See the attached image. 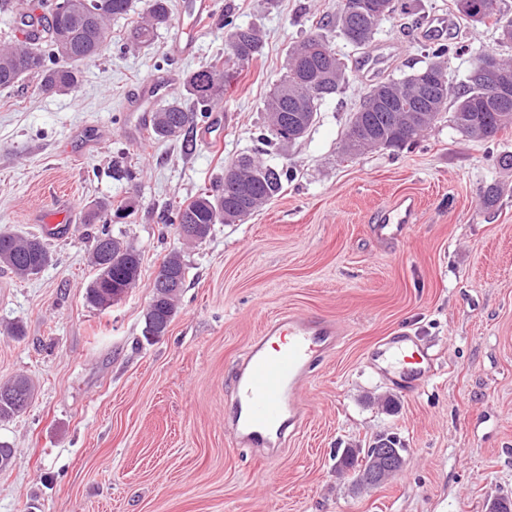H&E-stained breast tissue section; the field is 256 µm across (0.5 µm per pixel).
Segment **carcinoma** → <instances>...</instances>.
Listing matches in <instances>:
<instances>
[{
    "label": "carcinoma",
    "mask_w": 512,
    "mask_h": 512,
    "mask_svg": "<svg viewBox=\"0 0 512 512\" xmlns=\"http://www.w3.org/2000/svg\"><path fill=\"white\" fill-rule=\"evenodd\" d=\"M343 0H336V14L325 16L314 30L289 54L285 72L274 85L264 102V112H279L288 115V121L275 128L265 122L260 139H273L280 143L290 126L307 119L306 127L315 121L319 107L327 98L335 95L348 81V64L345 56L337 55L334 79L323 85L312 81L325 68V58L310 52L316 41H328L325 31L332 28L355 49L369 45L383 22L396 15L412 19L416 25L423 17L412 10L406 0H384L387 14L375 13L372 4L379 0H354L361 5L359 11L349 17L342 14ZM12 13L13 22L23 25L31 17L30 0H0V10ZM134 11V0H71L70 13L64 17L51 14L41 20L44 30L53 33L27 41L0 46V88H10L32 77L43 91L68 93L79 83L81 66L92 62L111 41L109 22L113 18L126 17ZM171 22L170 0H144L143 17L130 30L129 40L136 46H148L154 42L156 30ZM482 24L491 25L498 34L500 46H512V15L499 9L493 15L481 19ZM227 28L224 54L212 62L191 72L185 79L186 94L203 112L224 98V92L232 81L256 56L263 47L259 31L252 26L234 23L225 16ZM461 52L455 41L437 42L425 49L422 66L400 78H391L372 85L360 99L357 109L372 106L361 113L364 125L382 141L381 148L398 152L415 147L424 133L448 112L450 122L456 131L468 140L487 141L512 126V107L495 111L486 107V100L492 98V91L479 84L467 74L464 83L448 87V91L437 98L426 111L424 127L415 130L404 127L396 121V115L378 104L383 92L391 87L404 105H413L417 85L428 79V67L438 65L448 68V61ZM195 124V114L184 109L178 101L166 103L154 118L151 135L162 139H178L189 136ZM235 164L242 168V183L251 196L244 201L240 188L228 180L211 192L201 190L191 201L170 206L173 224H201L203 237H208L214 225L224 223V214L244 220L266 205L283 191V183L291 178L288 171L267 165L254 157L243 154ZM137 202L128 199L112 206L110 201L93 205L87 221L107 222L114 214H129L135 211ZM52 254L42 238L36 235H19L0 232V268L9 270L20 278L39 274L51 261ZM94 277L86 287V299L92 306L105 310L117 304L134 287L142 271L141 254L136 247L114 236L102 228L95 239L90 254ZM160 270L171 274L177 281L175 288L162 299L151 296L145 314V335L157 337L167 332L177 312L179 297L188 277V266L183 255L172 251L164 256ZM34 397L31 380L19 376L0 387V420H6L25 410ZM384 438L380 434L365 448H350V455H336L337 467L344 471H357L358 456L376 450L375 442Z\"/></svg>",
    "instance_id": "cac0c4a2"
}]
</instances>
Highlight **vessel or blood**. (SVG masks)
Returning a JSON list of instances; mask_svg holds the SVG:
<instances>
[{
  "label": "vessel or blood",
  "instance_id": "b4317fda",
  "mask_svg": "<svg viewBox=\"0 0 512 512\" xmlns=\"http://www.w3.org/2000/svg\"><path fill=\"white\" fill-rule=\"evenodd\" d=\"M215 0H188V26L180 28L171 49L182 59L195 54L197 33L215 12ZM168 77L152 74L133 88L125 109L138 129L149 127L162 101L171 94ZM419 206L414 197L401 196L381 208L372 224L374 237L386 243L405 239L411 224L417 223ZM342 340L337 322L303 313H283L268 319L238 364L224 397V428L237 448L252 455L272 457L285 447L308 415L307 384L316 362L325 359ZM406 333L381 340V357L396 356L415 348L417 356L428 358L425 348L413 345Z\"/></svg>",
  "mask_w": 512,
  "mask_h": 512
}]
</instances>
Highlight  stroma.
<instances>
[{
  "label": "stroma",
  "mask_w": 512,
  "mask_h": 512,
  "mask_svg": "<svg viewBox=\"0 0 512 512\" xmlns=\"http://www.w3.org/2000/svg\"><path fill=\"white\" fill-rule=\"evenodd\" d=\"M414 3L449 17L465 47L449 82L463 81L471 49L498 50L492 27L461 23L452 0ZM171 9L147 48L128 42L131 18L112 21L111 42L70 93L33 78L0 89V231L40 235L41 216L68 215L47 239L43 271L23 280L0 270V384L24 375L35 386L27 410L0 422L15 450L0 470V512H489L512 497V129L469 141L444 117L414 150L345 160L340 140L360 96L418 68L429 43L398 18L361 50L329 31L348 83L303 138L263 144L261 108L289 50L336 0H216L186 59L169 52L185 0ZM228 14L259 28L264 49L226 92L217 142L203 137L208 117L187 143L127 134L126 92L148 74H171L172 99L194 110L185 79L223 54ZM82 128L90 144L71 138ZM243 154L293 176L247 221L184 249L177 314L167 335L146 338L154 276L181 247L170 204L215 189ZM494 183L502 193L488 208ZM403 194L418 200V223L400 243L376 241V212ZM128 197L137 210L109 228L141 251V278L101 311L85 300L100 230L85 216L92 202ZM289 311L341 321L344 340L310 381L304 431L279 457L250 458L224 434V388L267 318ZM15 322L22 337L7 333ZM400 329L437 354L434 381L410 393L372 365L378 342ZM383 395L397 412L378 405ZM381 433L399 435L407 464L354 492L336 452Z\"/></svg>",
  "instance_id": "obj_1"
}]
</instances>
